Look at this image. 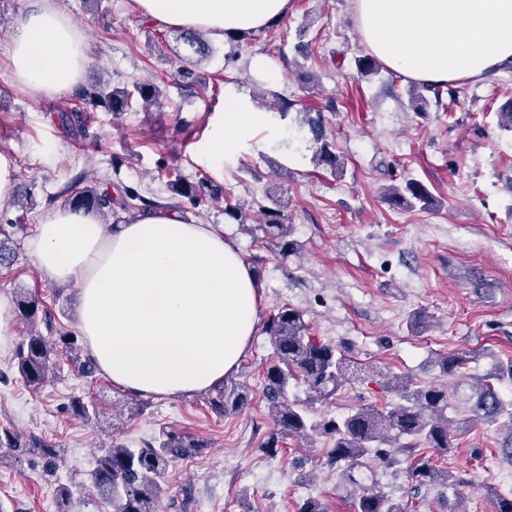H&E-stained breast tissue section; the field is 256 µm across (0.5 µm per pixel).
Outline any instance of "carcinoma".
Segmentation results:
<instances>
[{"instance_id":"carcinoma-1","label":"carcinoma","mask_w":512,"mask_h":512,"mask_svg":"<svg viewBox=\"0 0 512 512\" xmlns=\"http://www.w3.org/2000/svg\"><path fill=\"white\" fill-rule=\"evenodd\" d=\"M179 38L185 46V54L178 57L177 75L186 83L199 81V73L193 70L210 51L209 39L200 32H182ZM358 73L376 76L383 70L378 58L367 55L356 60ZM408 107L415 112H425L433 105L448 110L454 101L453 89L443 86L412 83L406 90ZM138 97L144 107L160 106L162 92L151 82H136L132 86L103 83L83 88L82 99L95 106H103L111 112H124L133 97ZM304 124L311 134V146L317 162L339 172L344 160L333 151L322 113H305ZM170 193L166 201L147 198L129 188L102 176L88 186L66 189L65 205L74 211L92 212L107 224L118 212L130 213L157 207H178L174 199L190 200L224 198V186L211 183L193 185L181 177L168 181ZM386 203L397 209L428 210L435 199L428 188L414 178H405L398 184L385 188ZM268 204L259 206V229L269 238L278 241L280 251L290 254L295 250L291 239L292 227L288 224L281 201L267 197ZM16 224L0 225V267H10L15 259L13 248ZM17 308L25 319L35 318L38 303L24 290H19ZM266 333L274 349L277 362L265 373V396L273 420V428L261 444L264 454L274 457L286 438L311 440L324 437L331 441L327 465L336 468V475L350 491L351 512H407L406 504L394 501L376 487H367L356 478L357 469L374 458L388 465L396 462V455L405 453L409 464L405 477L411 487L452 489L455 477L437 467L434 459L422 453L415 454L416 443L422 442L439 454L446 455L453 448L451 420L448 419V390L435 385L419 386L413 381L397 376L393 390L399 402L376 408L369 405L351 407L340 417L322 416L311 418L314 405L331 398L348 378L351 360L341 348L316 340L309 335L303 313L283 306L271 315L266 323ZM71 361L77 372L90 377L97 371L88 356L77 352V340L64 335H53V327L47 333L31 330L17 344L12 369L17 378L29 389H41L58 367V357ZM468 355L457 353L441 357L440 368L451 375L464 367ZM298 377L306 387V398L288 401L285 388L288 378ZM512 384V361L500 363L484 379L456 391V395L468 406L472 417L480 422L496 423L506 432V443L501 452L512 460V400H505L496 388L503 381ZM249 401V392L239 383H224L214 389L209 398L211 409L220 416L239 412ZM71 411L90 421L97 408L76 398ZM206 447L199 439L170 430L163 438L145 444L141 448H128L114 444L100 456L92 473V488L97 498L111 506L112 512H159L158 503L171 464L186 455ZM0 448H9L22 460L29 453L40 455L45 465L54 468L59 453L52 445L23 440L8 428H0Z\"/></svg>"}]
</instances>
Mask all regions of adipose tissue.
Returning a JSON list of instances; mask_svg holds the SVG:
<instances>
[{
  "label": "adipose tissue",
  "mask_w": 512,
  "mask_h": 512,
  "mask_svg": "<svg viewBox=\"0 0 512 512\" xmlns=\"http://www.w3.org/2000/svg\"><path fill=\"white\" fill-rule=\"evenodd\" d=\"M290 0H133L162 28L214 39L285 18ZM355 27L388 68L427 85L474 83L512 69V0H353ZM8 75L33 98L83 87L91 58L82 32L48 0H30L14 23ZM265 114L231 99L205 144L215 167L267 127ZM41 277L76 281L78 330L113 386L145 398L192 396L234 374L259 323L257 280L237 247L176 210L105 224L54 210L28 244Z\"/></svg>",
  "instance_id": "1"
}]
</instances>
